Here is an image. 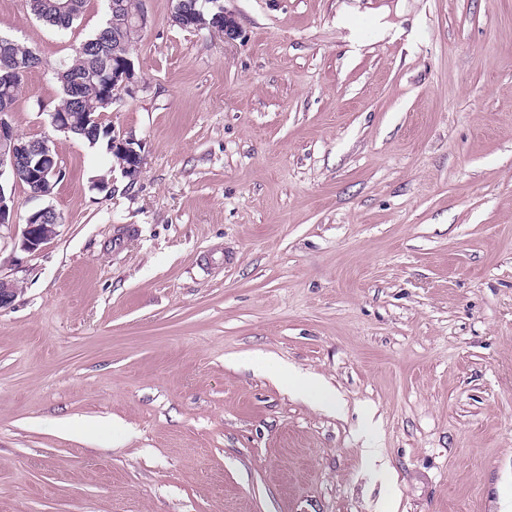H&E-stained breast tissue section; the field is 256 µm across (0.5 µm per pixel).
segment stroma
Wrapping results in <instances>:
<instances>
[{
	"mask_svg": "<svg viewBox=\"0 0 512 512\" xmlns=\"http://www.w3.org/2000/svg\"><path fill=\"white\" fill-rule=\"evenodd\" d=\"M174 4L146 0L103 115L132 181L50 119L49 66L104 0L64 32L0 0L43 60L10 121L64 173L15 190L62 216L39 251L0 227V512H505L512 0H222L231 40ZM288 366L341 411L277 386Z\"/></svg>",
	"mask_w": 512,
	"mask_h": 512,
	"instance_id": "35a3bbf8",
	"label": "stroma"
}]
</instances>
